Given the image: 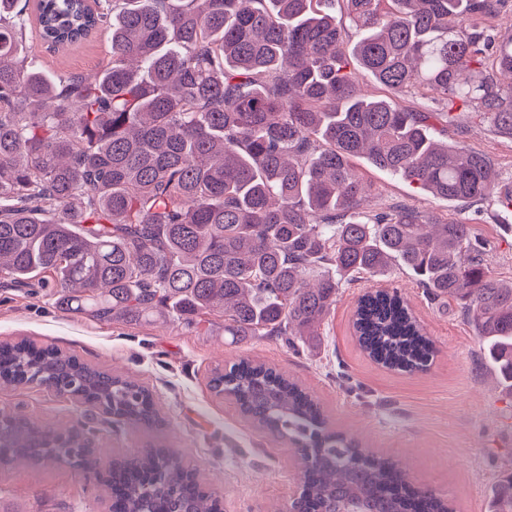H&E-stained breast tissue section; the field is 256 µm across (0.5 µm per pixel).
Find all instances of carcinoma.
<instances>
[{"label":"carcinoma","mask_w":512,"mask_h":512,"mask_svg":"<svg viewBox=\"0 0 512 512\" xmlns=\"http://www.w3.org/2000/svg\"><path fill=\"white\" fill-rule=\"evenodd\" d=\"M512 0H0V274L40 278L57 303L99 322H224V335L310 339L357 274L408 271L452 298L512 388V282L492 275L471 225L395 204L368 207L363 158L452 202L497 198L487 154L444 138L456 110L512 138ZM59 51L105 30L98 78L48 77L19 55L29 6ZM359 33L351 44L348 30ZM390 97L362 95L349 60ZM430 98L414 109L397 98ZM361 350L394 371L434 347L398 288L358 299ZM39 376L156 418L143 386L54 347L0 344V385ZM259 427L305 450L295 512H456L393 463L330 427L287 375L242 359L213 376ZM59 432L17 418L11 465L43 462ZM112 487V512H218L181 460L148 452ZM512 512V471L493 489Z\"/></svg>","instance_id":"obj_1"}]
</instances>
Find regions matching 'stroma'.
Here are the masks:
<instances>
[{
	"label": "stroma",
	"mask_w": 512,
	"mask_h": 512,
	"mask_svg": "<svg viewBox=\"0 0 512 512\" xmlns=\"http://www.w3.org/2000/svg\"><path fill=\"white\" fill-rule=\"evenodd\" d=\"M24 52L50 74L92 76L109 60V37L101 32L68 52H54L32 25ZM464 123L463 134H449V141L486 153L499 194H511L512 139L477 116ZM357 168L372 185L373 208L403 203L470 225L488 243L490 272L512 280V209L451 203L365 162ZM390 281L434 344L424 371L382 368L360 349L352 316L362 291L375 287L372 279L340 289L313 340L254 336L235 343L220 325L198 335L172 324L99 323L60 309L39 287H16L0 276V341L55 346L134 378L152 391L159 415L149 425L119 424L80 414L69 399L37 386L0 387V408L57 430L89 432L117 461L150 449L173 450L218 492L224 512H286L298 481L294 448L257 429L234 399L216 396L208 385L215 368L250 358L300 382L335 429L390 458L413 486L447 496L457 512H492L491 489L512 468V395L482 368L479 340L456 301L430 299L397 267ZM105 496L103 486L69 466L0 467V504L11 512H100Z\"/></svg>",
	"instance_id": "35a3bbf8"
}]
</instances>
